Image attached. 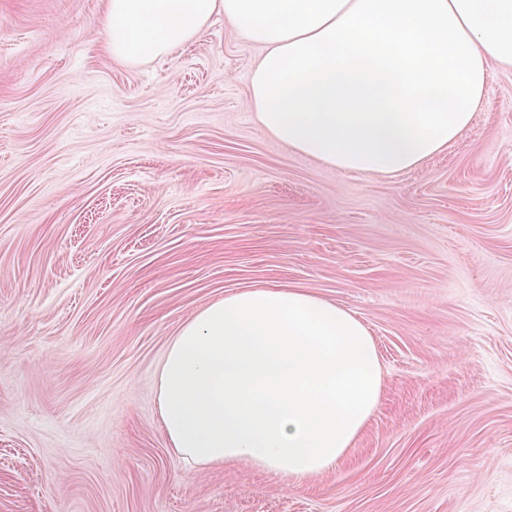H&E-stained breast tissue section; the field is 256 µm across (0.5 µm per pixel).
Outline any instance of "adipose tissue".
I'll use <instances>...</instances> for the list:
<instances>
[{"instance_id": "ef3b65f1", "label": "adipose tissue", "mask_w": 512, "mask_h": 512, "mask_svg": "<svg viewBox=\"0 0 512 512\" xmlns=\"http://www.w3.org/2000/svg\"><path fill=\"white\" fill-rule=\"evenodd\" d=\"M217 16L264 51L250 76L258 121L346 172L403 173L442 152L468 128L489 70L512 68V0H106L103 43L126 62L161 57ZM382 390L364 324L276 283L180 327L158 408L179 456L301 482L335 470Z\"/></svg>"}]
</instances>
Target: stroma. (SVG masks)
I'll return each mask as SVG.
<instances>
[{"instance_id": "35a3bbf8", "label": "stroma", "mask_w": 512, "mask_h": 512, "mask_svg": "<svg viewBox=\"0 0 512 512\" xmlns=\"http://www.w3.org/2000/svg\"><path fill=\"white\" fill-rule=\"evenodd\" d=\"M105 0H0V512H512V70L395 175L277 142L216 17L112 58ZM293 283L355 314L379 405L336 470L203 468L157 376L195 312Z\"/></svg>"}]
</instances>
